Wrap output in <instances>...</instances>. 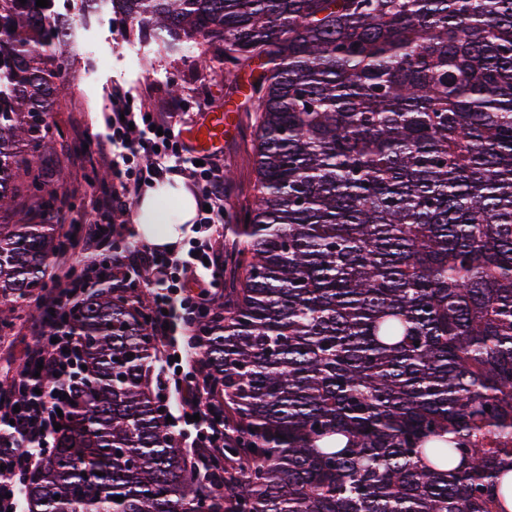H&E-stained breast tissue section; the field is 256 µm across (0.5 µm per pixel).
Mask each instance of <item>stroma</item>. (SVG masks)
Listing matches in <instances>:
<instances>
[{
  "instance_id": "1",
  "label": "stroma",
  "mask_w": 512,
  "mask_h": 512,
  "mask_svg": "<svg viewBox=\"0 0 512 512\" xmlns=\"http://www.w3.org/2000/svg\"><path fill=\"white\" fill-rule=\"evenodd\" d=\"M85 35L92 45L91 51L70 54L62 70L72 108L48 117L49 124L61 128L66 135L65 141L53 145L54 159L65 173L72 200L71 208L64 213V226L84 223L90 210L87 183L96 177L95 170L73 164L72 155L81 147L74 134L80 130L92 138L104 132L112 88L116 85L130 89L136 105L172 91L181 93L189 102L188 111L181 113L178 120L177 128L181 131L200 116V104L223 102L229 114L224 168L233 174L232 182L226 185V201L238 210L251 207L253 119L241 108L242 95L224 86L218 70L205 67L191 56L175 60L162 53L146 57L129 55L127 47L135 43V36L107 13L93 17ZM88 73L93 74V81H85ZM35 314V304H28L11 335L0 338V376L23 365L32 339L29 326Z\"/></svg>"
}]
</instances>
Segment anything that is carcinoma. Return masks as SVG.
Wrapping results in <instances>:
<instances>
[{"instance_id":"1","label":"carcinoma","mask_w":512,"mask_h":512,"mask_svg":"<svg viewBox=\"0 0 512 512\" xmlns=\"http://www.w3.org/2000/svg\"><path fill=\"white\" fill-rule=\"evenodd\" d=\"M93 2L0 0V332L66 249L47 116L94 8L250 71L255 202L225 209L236 279L199 322L239 467L197 485L146 299L92 294L27 512H512V0Z\"/></svg>"}]
</instances>
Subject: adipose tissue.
Listing matches in <instances>:
<instances>
[{
  "label": "adipose tissue",
  "mask_w": 512,
  "mask_h": 512,
  "mask_svg": "<svg viewBox=\"0 0 512 512\" xmlns=\"http://www.w3.org/2000/svg\"><path fill=\"white\" fill-rule=\"evenodd\" d=\"M173 195L179 197L183 206L174 217L161 220L156 215V206L160 196ZM197 215V202L181 181L164 183L149 190L141 198L138 205L137 219L139 223L148 225V238L154 245L163 247L176 244L182 239L184 225L193 223Z\"/></svg>",
  "instance_id": "1"
}]
</instances>
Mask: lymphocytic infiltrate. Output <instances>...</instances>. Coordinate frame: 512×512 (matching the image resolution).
Listing matches in <instances>:
<instances>
[{
	"instance_id": "obj_1",
	"label": "lymphocytic infiltrate",
	"mask_w": 512,
	"mask_h": 512,
	"mask_svg": "<svg viewBox=\"0 0 512 512\" xmlns=\"http://www.w3.org/2000/svg\"><path fill=\"white\" fill-rule=\"evenodd\" d=\"M112 98L107 133L89 140L87 149L73 158L80 166L90 162L107 168L110 178L92 194L91 222L70 259L81 268H94L118 293L127 288L129 274L148 272L147 312L165 390L161 406L175 421L199 415L204 426L188 439L192 469L212 482L222 476L216 463L224 456V405L193 367L203 354L198 321L224 296V160L219 154L196 160L180 140L175 126L185 107L182 96H161L146 114L129 111L122 89H113ZM170 176L188 178L197 189L206 207L199 220L204 239L170 251L130 237L106 261H98L100 231L130 215L143 185ZM89 288L83 276L67 280L62 294L44 290L31 324L35 340L17 376L25 394L17 401L0 391V512H21L24 482L53 448L60 414L70 411L67 378L74 370L78 339L70 331L67 302Z\"/></svg>"
}]
</instances>
